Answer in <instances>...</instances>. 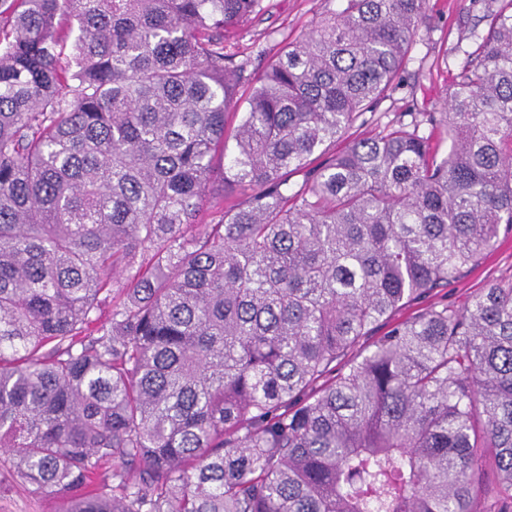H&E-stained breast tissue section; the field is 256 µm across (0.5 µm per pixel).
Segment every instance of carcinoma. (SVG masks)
<instances>
[{"label":"carcinoma","mask_w":512,"mask_h":512,"mask_svg":"<svg viewBox=\"0 0 512 512\" xmlns=\"http://www.w3.org/2000/svg\"><path fill=\"white\" fill-rule=\"evenodd\" d=\"M427 2L343 0L256 75L264 0H0V457L30 493L476 512L492 470L509 512L512 279L435 297L512 234V0L442 111L347 139ZM217 172L243 198L201 224Z\"/></svg>","instance_id":"1"}]
</instances>
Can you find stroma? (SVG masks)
I'll return each mask as SVG.
<instances>
[{"instance_id":"stroma-1","label":"stroma","mask_w":512,"mask_h":512,"mask_svg":"<svg viewBox=\"0 0 512 512\" xmlns=\"http://www.w3.org/2000/svg\"><path fill=\"white\" fill-rule=\"evenodd\" d=\"M265 13L237 41L251 59L254 72H262L267 56L308 30L327 12L340 10L341 0H266ZM501 0H429L428 20L411 51L402 82L377 106L372 121L355 125L353 135L368 137L382 131L406 112H436L441 91L451 73L465 63L471 49V32L483 30V17ZM512 276V235L501 238L497 248L478 265L465 270L448 288V301L464 306L490 281ZM52 498L31 494L9 470L0 468V512H54Z\"/></svg>"}]
</instances>
